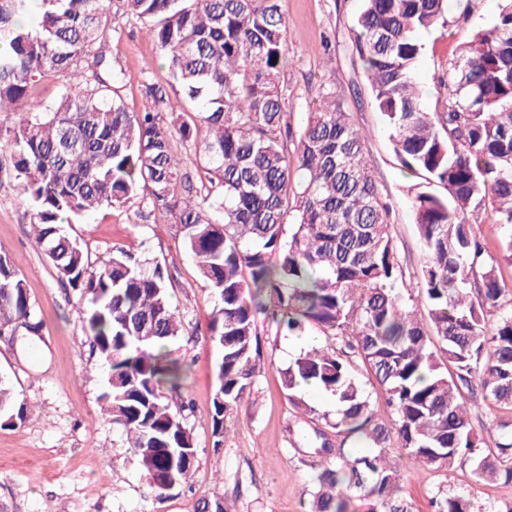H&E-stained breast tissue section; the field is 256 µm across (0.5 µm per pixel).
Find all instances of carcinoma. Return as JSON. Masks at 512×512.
I'll use <instances>...</instances> for the list:
<instances>
[{
    "mask_svg": "<svg viewBox=\"0 0 512 512\" xmlns=\"http://www.w3.org/2000/svg\"><path fill=\"white\" fill-rule=\"evenodd\" d=\"M0 0V112L14 179L35 210V242L60 281L80 293L85 335L105 370L101 399L126 435L156 501L188 482L197 448L186 425L191 342L159 263L117 248L92 268L63 219L146 201L180 227L211 288L215 367L213 447L224 421L253 393L263 367L257 315L293 335L317 330L280 370L301 424L291 448L317 468L308 512H417L400 494L412 467L445 476L467 469L477 484L512 486V0L473 33L448 68L435 111L416 81L423 32L447 25L448 0H362L355 50L403 167L445 193L416 194L424 249L416 285L403 280L383 202L365 153L366 133L336 90L306 120L288 123L279 87L288 24L280 0ZM142 23L170 81L142 89L127 111L123 69L106 56L116 19ZM64 82L41 112L18 111L45 75ZM178 89L183 107L160 104ZM199 153L204 174L180 166L178 146ZM491 204L505 233L487 251L469 215ZM24 281L0 246V335L41 331ZM383 394L370 400L363 375ZM335 404L322 411L302 386ZM502 413L489 447L474 428L477 395ZM28 403L0 379V426L27 418ZM363 444L369 451L352 454ZM432 512H477L471 490L443 483Z\"/></svg>",
    "mask_w": 512,
    "mask_h": 512,
    "instance_id": "1",
    "label": "carcinoma"
}]
</instances>
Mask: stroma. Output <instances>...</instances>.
Returning a JSON list of instances; mask_svg holds the SVG:
<instances>
[{
    "mask_svg": "<svg viewBox=\"0 0 512 512\" xmlns=\"http://www.w3.org/2000/svg\"><path fill=\"white\" fill-rule=\"evenodd\" d=\"M280 4L288 23V63L281 78L288 120L301 124L323 84L335 85L347 112L368 133L366 153L391 209L403 278L413 283L421 267V244L411 202L420 178L401 166L353 48L359 0ZM497 11L498 0H454L447 26L421 34L425 53L417 80L432 92L428 106L446 94L438 77L458 59L474 30ZM110 47L124 69V103L128 111H138L143 84L166 82L168 67L139 22L121 21ZM32 220V206L12 173L11 146L0 139V244L42 322L40 336H0V377L30 406L24 423L0 428V512H199L202 499L214 497L224 499L228 512H305L314 471L290 448L295 411L279 376L304 347V338L277 334L267 319H259L264 368L254 394L226 418L228 440L214 449L212 400L220 353L208 336V315L215 298L177 225L140 198L102 207L67 225L92 265L107 261L118 247L160 263L171 281L174 306L198 334L188 346L185 384L197 462L188 484L172 490L165 501H155L123 432L104 409L98 358L79 318L81 301L62 288L37 247Z\"/></svg>",
    "mask_w": 512,
    "mask_h": 512,
    "instance_id": "stroma-1",
    "label": "stroma"
}]
</instances>
